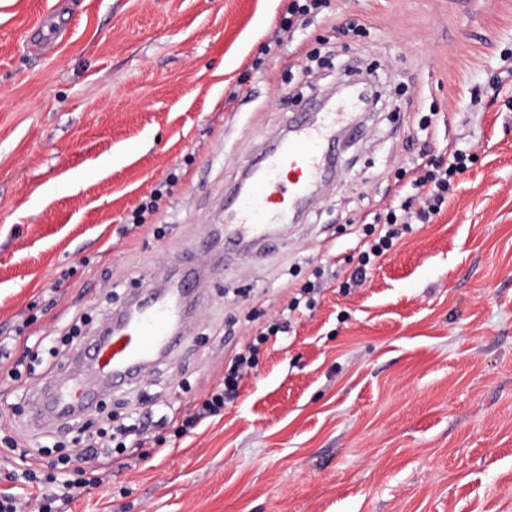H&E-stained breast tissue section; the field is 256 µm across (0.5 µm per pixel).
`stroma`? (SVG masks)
Wrapping results in <instances>:
<instances>
[{
	"mask_svg": "<svg viewBox=\"0 0 512 512\" xmlns=\"http://www.w3.org/2000/svg\"><path fill=\"white\" fill-rule=\"evenodd\" d=\"M59 2L69 36L47 57L28 38ZM288 3L0 0V494L36 502L25 450L50 469L86 426L45 448L30 419L40 378H12L27 336H64L84 313L89 342L143 280L175 274L221 232L247 162L350 63L379 99L335 183L283 244L210 270L176 357L103 394L105 409L118 424L162 404L183 418L317 281L314 306L262 345L222 415L102 456L103 486L68 512H512V78L492 85L512 0H330L281 36ZM459 148L474 159L438 221L344 289L362 226L419 155L443 164ZM171 174L157 212L125 231Z\"/></svg>",
	"mask_w": 512,
	"mask_h": 512,
	"instance_id": "35a3bbf8",
	"label": "stroma"
}]
</instances>
